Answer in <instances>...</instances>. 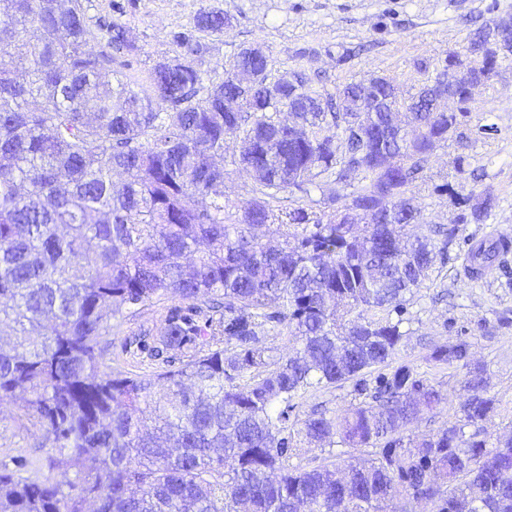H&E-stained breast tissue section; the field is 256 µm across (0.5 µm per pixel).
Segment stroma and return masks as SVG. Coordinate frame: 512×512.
I'll return each mask as SVG.
<instances>
[{"label": "stroma", "instance_id": "stroma-1", "mask_svg": "<svg viewBox=\"0 0 512 512\" xmlns=\"http://www.w3.org/2000/svg\"><path fill=\"white\" fill-rule=\"evenodd\" d=\"M224 10L232 24L223 36L208 40L202 70L221 78L224 64L241 47L260 44L271 55V75L295 71L324 93L381 75L407 102L419 87L432 83L442 62L457 54L473 60L469 33L477 22L512 15V0H89L93 22L122 25L130 49L114 54L112 67L138 91H149L153 65L171 55V32L190 27L200 5ZM447 184L438 195L436 185ZM497 207L482 221H469L485 194ZM425 220L455 228L442 268L416 291L409 307V333L399 357L426 371L449 395L447 407L414 425L416 435L432 433L459 419L457 398L468 371L459 366L430 367L435 347L463 339L473 362L489 377L495 407L483 421L488 438L512 436V251L500 255L479 277L467 274V253L481 240L512 232V68L500 69L477 85L447 141L436 145L425 180L409 191ZM162 305L134 317H112L100 346L106 371L115 375H150L154 362L127 353L143 331L159 334ZM359 397L352 383L309 391L296 400L291 419L304 418L321 406L339 415ZM52 438L28 419L21 401L0 403V465L22 454L50 473Z\"/></svg>", "mask_w": 512, "mask_h": 512}]
</instances>
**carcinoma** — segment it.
<instances>
[{
  "label": "carcinoma",
  "mask_w": 512,
  "mask_h": 512,
  "mask_svg": "<svg viewBox=\"0 0 512 512\" xmlns=\"http://www.w3.org/2000/svg\"><path fill=\"white\" fill-rule=\"evenodd\" d=\"M505 20L470 33L481 65L448 83L461 102L512 66ZM229 24L200 7L142 95L104 81L127 34L101 23L105 48L92 50L86 0H0V52L29 64L20 82L0 58V334L20 337L0 344V401L28 394L62 467L56 479L14 457L16 470H0V512H85L89 501L95 512H389L401 500L512 512V439L480 437L495 399L470 344L429 356L469 378L459 419L421 438L410 428L448 395L395 364L414 293L456 232L424 223L407 192L457 116L433 107L425 84L406 106L412 127L395 128L389 79L324 95L296 72L271 78L261 46L240 49L214 81L201 69L205 39ZM239 69L266 94L239 86ZM231 137L238 154L219 164ZM231 166L256 171L246 202L217 192ZM323 174L366 185L317 211L288 204ZM507 247H471L472 274ZM166 298L178 304L140 345L162 369L103 370L110 318ZM268 336L296 346L273 356ZM349 381L362 400L345 413L288 424L295 399ZM305 446L330 451L310 469L290 463ZM348 448L370 459L357 464Z\"/></svg>",
  "instance_id": "1"
}]
</instances>
